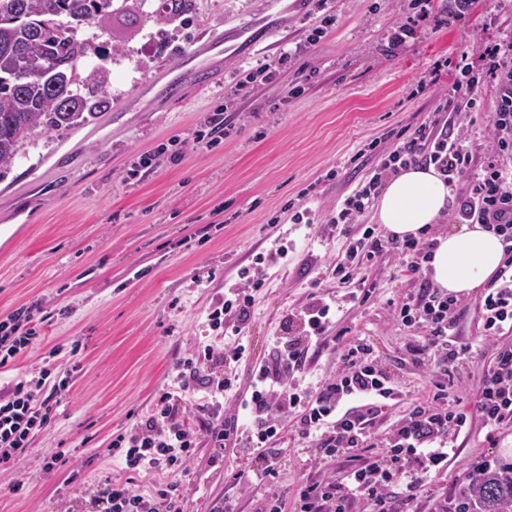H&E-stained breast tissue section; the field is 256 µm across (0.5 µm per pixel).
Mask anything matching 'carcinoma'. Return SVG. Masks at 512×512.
Returning <instances> with one entry per match:
<instances>
[{
  "instance_id": "1",
  "label": "carcinoma",
  "mask_w": 512,
  "mask_h": 512,
  "mask_svg": "<svg viewBox=\"0 0 512 512\" xmlns=\"http://www.w3.org/2000/svg\"><path fill=\"white\" fill-rule=\"evenodd\" d=\"M187 0H164L153 14L165 21L184 12ZM112 0H0V169L12 165L21 144L37 130L77 128L112 106L104 71L76 70L90 39L78 32ZM89 82L94 102L81 93ZM512 506V465L484 463L464 474L443 512H506Z\"/></svg>"
}]
</instances>
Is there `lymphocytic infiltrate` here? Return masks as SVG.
I'll return each mask as SVG.
<instances>
[{
  "mask_svg": "<svg viewBox=\"0 0 512 512\" xmlns=\"http://www.w3.org/2000/svg\"><path fill=\"white\" fill-rule=\"evenodd\" d=\"M488 74L497 79L500 98L492 125L496 135L488 147V159L479 172H472V154L462 135H451L422 125L397 143L382 158L371 178L349 196L335 221L356 223L370 207L384 178L409 165L435 167L446 182L472 174L467 195L456 202L461 219L484 225L502 234L504 261L490 280L482 299L484 336L493 338L512 329V168L504 157L512 156V67L499 49L484 51ZM408 257H430L431 246L414 238L396 241L366 228L357 245L334 265L336 275L352 280L360 263L372 260L390 248ZM259 280L247 279L240 288L213 304L206 324L217 335H230L224 347L201 342L175 370V389L163 391L139 424L117 434L109 447L121 451L126 468L159 475L185 472L201 439L214 447L240 446L245 457L232 478L240 489L252 488L274 475L286 455L269 442L288 418L296 420V441L317 463L330 467L338 458L354 457L367 447L370 428L388 400L397 392L394 373L365 340L349 348L342 366L315 370L313 357L332 315L330 303L311 296L298 314L285 315L273 350L254 376L249 400L241 411L224 410V396L234 387L229 368L246 351L247 333ZM456 298L420 281L415 295L393 309L397 322L421 328L422 343H407L405 350L417 364L434 363L443 375H452L466 352L456 340ZM37 315L21 308L0 320V368L6 367L38 337ZM58 349H51L39 371L16 380L0 391V468L25 454L34 436L55 416L58 397L66 391L70 370L58 362ZM355 403L354 414H341L344 403ZM476 411L486 427L500 430L512 426V346L495 351L477 391ZM467 416L455 407L416 405L399 425L382 459L365 461L342 471L303 483L296 496L302 512H393L391 488L414 498L424 475L440 470L450 450L448 436L461 431ZM250 426L253 437L241 440L240 426ZM95 512H183L166 490L144 496L127 481H108L87 492Z\"/></svg>",
  "mask_w": 512,
  "mask_h": 512,
  "instance_id": "f902f5d3",
  "label": "lymphocytic infiltrate"
}]
</instances>
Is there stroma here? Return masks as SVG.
Returning <instances> with one entry per match:
<instances>
[{
	"label": "stroma",
	"instance_id": "stroma-1",
	"mask_svg": "<svg viewBox=\"0 0 512 512\" xmlns=\"http://www.w3.org/2000/svg\"><path fill=\"white\" fill-rule=\"evenodd\" d=\"M429 10L398 47L391 37L414 16L411 0H190L163 22L129 0L123 12L94 17L88 61L106 72L111 108L83 127L32 136L0 172V319L35 304L55 313L0 369V387L34 371L55 346L78 365L55 418L0 475V512H90L87 490L109 478L152 495L154 475L130 474L109 443L170 386L174 365L205 336L210 305L258 254L282 246L287 257L263 269L230 405L249 397L253 369L266 361L285 312L314 293L338 307L320 366L339 364L366 338L398 376L400 393L360 460L382 458L413 405L436 395L469 416L445 467L418 489L413 512H440L477 465L512 462V428L488 433L475 412L496 346H512V331L495 345L483 341L480 293L460 299L456 331L469 351L451 381L434 365L411 362L405 344L415 331L392 318L394 304L416 291L408 257L386 251L348 283L332 272L378 220L372 207L353 224L334 227L326 217L369 180L399 132L437 119V94L461 67L485 72L483 48L512 43V0H471L453 14L448 0H431ZM261 27L273 33L272 49L236 56L208 47L220 37L238 46L244 29ZM262 61L275 62L272 79L244 84V71ZM192 62L210 68L209 84L187 77ZM433 72L434 93L420 87ZM176 80L174 99L168 84ZM497 106L489 78L455 120L475 165L488 158ZM219 109L230 126L219 145L162 157L130 176L140 154L192 137ZM294 431L286 421L273 442L291 451L279 473L246 493L228 475L232 459L203 443L187 473L169 479L172 499L184 512H214L230 495L241 512H256L262 497L285 491L288 512H300L294 493L321 470L292 452Z\"/></svg>",
	"mask_w": 512,
	"mask_h": 512
}]
</instances>
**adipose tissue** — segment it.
<instances>
[{"instance_id": "1", "label": "adipose tissue", "mask_w": 512, "mask_h": 512, "mask_svg": "<svg viewBox=\"0 0 512 512\" xmlns=\"http://www.w3.org/2000/svg\"><path fill=\"white\" fill-rule=\"evenodd\" d=\"M448 195L447 183L434 168L408 167L384 187L377 205L378 221L398 239L419 236L438 221ZM503 258L502 235L479 224H465L437 238L427 274L436 286L457 298L486 284Z\"/></svg>"}]
</instances>
